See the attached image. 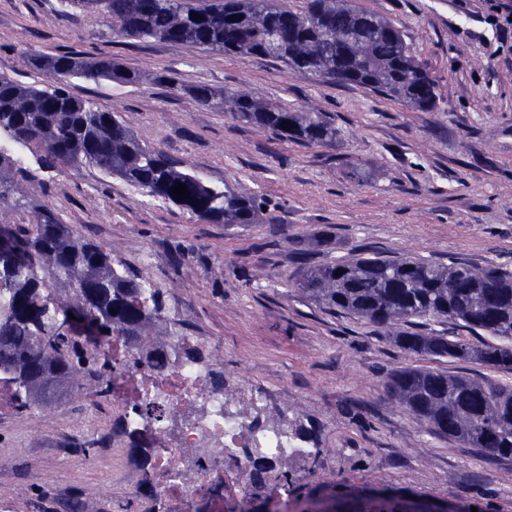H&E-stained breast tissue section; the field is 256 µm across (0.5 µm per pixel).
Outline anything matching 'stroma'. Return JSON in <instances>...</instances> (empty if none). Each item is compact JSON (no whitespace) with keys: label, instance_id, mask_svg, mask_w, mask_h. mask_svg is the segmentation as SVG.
<instances>
[{"label":"stroma","instance_id":"35a3bbf8","mask_svg":"<svg viewBox=\"0 0 512 512\" xmlns=\"http://www.w3.org/2000/svg\"><path fill=\"white\" fill-rule=\"evenodd\" d=\"M392 19L433 77L423 112L357 86L321 84L269 59L129 40L102 16L63 0H0V74L41 87L27 52L74 49L137 69V85L72 79L74 94L120 112L139 141L184 169L266 203L260 223L198 220L93 166L44 172L0 207L24 224L51 205L64 223L145 269L168 318L193 345L245 382L272 414L312 430L315 456L294 461L292 512L359 490L393 489L477 512H512V460L429 434L385 396L404 366L476 372L399 349L377 328L331 313L296 288L298 255L315 264L377 253L496 264L512 272V39L498 17L512 0H354ZM245 87L294 108L314 104L336 126L327 147L273 142L189 87ZM0 382V512H185L160 501L130 447L110 393L74 383L23 410Z\"/></svg>","mask_w":512,"mask_h":512}]
</instances>
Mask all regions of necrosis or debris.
Here are the masks:
<instances>
[{
  "label": "necrosis or debris",
  "mask_w": 512,
  "mask_h": 512,
  "mask_svg": "<svg viewBox=\"0 0 512 512\" xmlns=\"http://www.w3.org/2000/svg\"><path fill=\"white\" fill-rule=\"evenodd\" d=\"M112 349L130 362L113 374L112 396L127 405L131 425L141 421L140 404L152 402L163 411L156 425L162 440L155 457L160 497L219 498L225 486L241 483L249 467L247 448L272 459L303 457L305 448L285 421L266 417L264 399L242 384L230 392L214 388L207 371L185 359L155 375L123 336L114 337Z\"/></svg>",
  "instance_id": "4bbe7bcc"
}]
</instances>
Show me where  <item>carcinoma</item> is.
I'll list each match as a JSON object with an SVG mask.
<instances>
[{
	"mask_svg": "<svg viewBox=\"0 0 512 512\" xmlns=\"http://www.w3.org/2000/svg\"><path fill=\"white\" fill-rule=\"evenodd\" d=\"M103 13L115 34L157 39L232 56L279 60L321 83L357 85L409 107L437 108L435 81L415 58L403 31L352 0H306L294 11L279 0H65ZM202 19L195 18V15ZM31 67L52 80L47 88L0 75V139L25 147L47 170L91 165L152 197L164 199L212 224H256L262 203L181 169L162 149L140 143L108 107L69 91L80 78L137 85L138 70L101 58L86 61L70 50L31 54ZM200 105L253 126L276 142L328 146L336 127L310 106L295 111L264 101L249 89L190 90ZM291 126L282 127L283 121ZM28 171L0 151V203L18 191ZM186 185L182 200L171 188ZM0 376L13 388L18 407L38 405L48 390L78 375L87 388L106 391L113 369L109 344L125 336L146 357L204 363L201 352L178 343L173 355L153 350L156 336H183L185 324L163 315V296L142 271L112 257L49 206L28 224H0ZM340 275H335V272ZM297 288L323 307L371 324L402 350L512 372V274L494 265L438 264L410 257L352 255L303 269ZM73 316H68V313ZM460 323L476 339L448 338L446 329L419 330L414 319ZM386 397L428 432L454 439L485 456L512 459V385L488 376L424 367L390 371ZM142 450L141 467L155 448L143 432L128 430ZM250 456L245 483L260 489L249 501L226 503L224 512H279L281 492H293L291 463ZM411 500L347 497L331 512H411Z\"/></svg>",
	"mask_w": 512,
	"mask_h": 512,
	"instance_id": "carcinoma-1",
	"label": "carcinoma"
}]
</instances>
